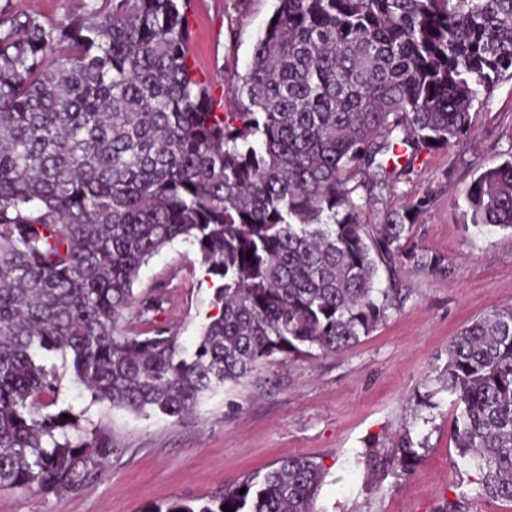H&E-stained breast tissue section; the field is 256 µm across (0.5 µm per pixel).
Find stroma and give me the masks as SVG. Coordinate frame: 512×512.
Here are the masks:
<instances>
[{"label": "stroma", "instance_id": "35a3bbf8", "mask_svg": "<svg viewBox=\"0 0 512 512\" xmlns=\"http://www.w3.org/2000/svg\"><path fill=\"white\" fill-rule=\"evenodd\" d=\"M274 7L275 0H191L193 59L216 95L247 69ZM471 117L466 139L421 153L365 213L377 224L389 211L426 202L402 241L391 277L400 300L383 325L341 351L275 357L180 422L94 404L62 373L58 408L80 415L112 452L65 495L0 488V512H155L174 500H208L289 456L311 458L324 474L314 512H441L449 500L462 501L464 512H512L510 503L476 497L479 475L450 437L455 409L447 396L438 397L430 423L412 421L456 333L512 305V233L482 235L463 224L467 188L512 152V80ZM134 291L164 296L156 323L187 348L214 312L210 282L186 242L143 266ZM407 428L427 448L402 476L386 455Z\"/></svg>", "mask_w": 512, "mask_h": 512}]
</instances>
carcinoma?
Segmentation results:
<instances>
[{
  "label": "carcinoma",
  "instance_id": "obj_1",
  "mask_svg": "<svg viewBox=\"0 0 512 512\" xmlns=\"http://www.w3.org/2000/svg\"><path fill=\"white\" fill-rule=\"evenodd\" d=\"M189 0H88L54 21L0 7V487L67 492L107 457L70 410L184 420L276 354L336 352L389 317L407 213L367 224L357 190L391 187L458 142L512 79V0H277L227 106L191 62ZM477 231H512V156L466 193ZM184 240L216 280L192 348L134 292ZM251 257H246V254ZM137 309L149 327L123 328ZM437 387L478 494L512 502V307L465 326ZM69 419H63V415ZM425 442L391 448L407 473ZM320 467L274 463L207 502L155 512H312Z\"/></svg>",
  "mask_w": 512,
  "mask_h": 512
}]
</instances>
